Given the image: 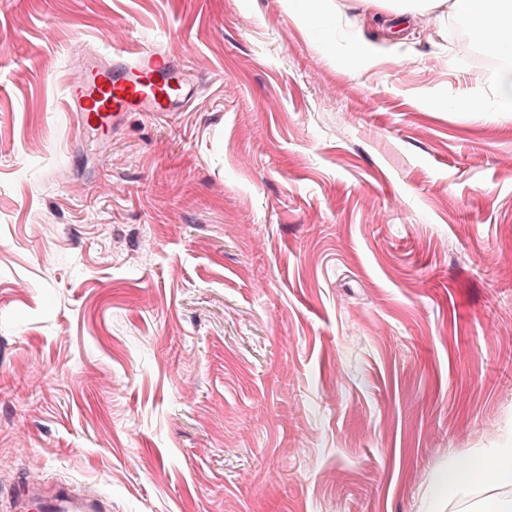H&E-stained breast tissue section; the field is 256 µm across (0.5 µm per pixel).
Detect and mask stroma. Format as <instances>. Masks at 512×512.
Segmentation results:
<instances>
[{"instance_id":"stroma-1","label":"stroma","mask_w":512,"mask_h":512,"mask_svg":"<svg viewBox=\"0 0 512 512\" xmlns=\"http://www.w3.org/2000/svg\"><path fill=\"white\" fill-rule=\"evenodd\" d=\"M0 0V512H426L512 436V112L450 20L327 0ZM249 25H241V17ZM160 44L180 111L80 136L77 50ZM288 1V12L306 27L311 26L312 11L322 10L327 5L320 3L322 0H286ZM316 2V3H312ZM352 52L350 57L355 61L358 71L365 72L373 68L382 56V49L375 43L361 38L359 33L351 32ZM16 512H108L106 504L83 495L67 483L53 485L46 493H36L24 485L16 497Z\"/></svg>"}]
</instances>
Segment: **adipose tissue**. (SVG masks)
<instances>
[{"instance_id":"adipose-tissue-1","label":"adipose tissue","mask_w":512,"mask_h":512,"mask_svg":"<svg viewBox=\"0 0 512 512\" xmlns=\"http://www.w3.org/2000/svg\"><path fill=\"white\" fill-rule=\"evenodd\" d=\"M411 22L444 10L463 15L470 36L488 52L512 57V0H363ZM438 488L458 512H512V441L479 449L468 459L449 458Z\"/></svg>"}]
</instances>
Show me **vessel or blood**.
<instances>
[{
	"label": "vessel or blood",
	"instance_id": "vessel-or-blood-1",
	"mask_svg": "<svg viewBox=\"0 0 512 512\" xmlns=\"http://www.w3.org/2000/svg\"><path fill=\"white\" fill-rule=\"evenodd\" d=\"M77 60L79 69L66 84V98L81 134L107 135L128 112L170 114L197 91L193 73L178 57L154 46L122 49L108 62L83 54ZM15 512H108V508L102 500L60 483L46 493L22 487Z\"/></svg>",
	"mask_w": 512,
	"mask_h": 512
}]
</instances>
